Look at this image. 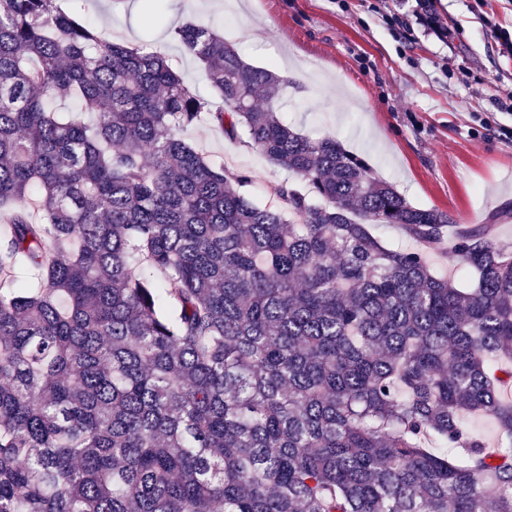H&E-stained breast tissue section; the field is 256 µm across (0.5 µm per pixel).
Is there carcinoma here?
I'll list each match as a JSON object with an SVG mask.
<instances>
[{"mask_svg":"<svg viewBox=\"0 0 512 512\" xmlns=\"http://www.w3.org/2000/svg\"><path fill=\"white\" fill-rule=\"evenodd\" d=\"M177 36L224 106L57 0H0V512H512V251L457 224L475 280L435 275L453 216L288 125L223 35ZM200 122L297 183L253 202ZM373 232L390 247L406 250L416 247V244L406 237L397 225L376 226L374 227ZM466 425L481 439L493 445L499 440V434L495 423L491 420L479 416L468 415L465 419Z\"/></svg>","mask_w":512,"mask_h":512,"instance_id":"obj_1","label":"carcinoma"}]
</instances>
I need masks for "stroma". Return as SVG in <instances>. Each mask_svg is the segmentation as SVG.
Returning a JSON list of instances; mask_svg holds the SVG:
<instances>
[{"instance_id": "obj_1", "label": "stroma", "mask_w": 512, "mask_h": 512, "mask_svg": "<svg viewBox=\"0 0 512 512\" xmlns=\"http://www.w3.org/2000/svg\"><path fill=\"white\" fill-rule=\"evenodd\" d=\"M112 40L169 57L186 84L219 102L203 64L175 29L218 31L242 58L285 80L282 118L312 137L333 136L414 206L453 217L470 210L512 251V0H436L439 25L418 0H165L162 21L144 0H68ZM183 139L206 157L232 155L247 191L270 203L290 173L220 129L192 125Z\"/></svg>"}]
</instances>
